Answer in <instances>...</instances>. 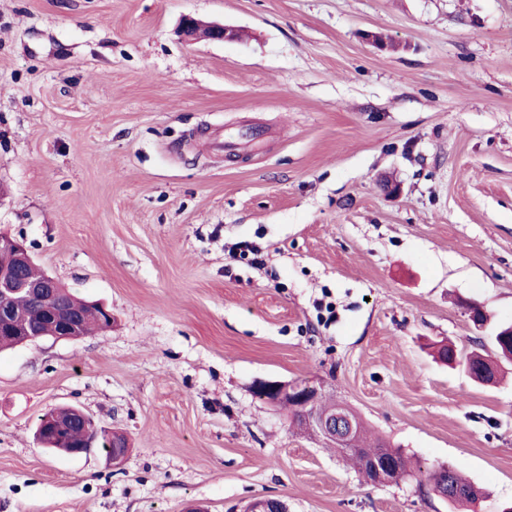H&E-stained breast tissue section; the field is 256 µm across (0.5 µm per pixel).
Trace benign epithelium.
I'll use <instances>...</instances> for the list:
<instances>
[{"instance_id":"1","label":"benign epithelium","mask_w":512,"mask_h":512,"mask_svg":"<svg viewBox=\"0 0 512 512\" xmlns=\"http://www.w3.org/2000/svg\"><path fill=\"white\" fill-rule=\"evenodd\" d=\"M180 35L187 42L199 39L223 41L235 37L236 33L220 23L204 22L186 16L181 23ZM0 245L14 250L22 262H32L28 248L13 238L1 234ZM59 288L57 280L47 273L39 280H32L25 278L18 268H0V327L5 323H12L8 318L9 300L15 294L24 292L38 301L46 302L42 314L54 322L55 339H80L75 309ZM253 393L268 404L286 405L300 413L304 426L321 435L335 448L347 447L350 437L356 430L357 417L344 405L338 406L328 415L317 411L321 398L320 387L309 382L262 380L254 385ZM81 425L86 428L87 434L77 445V455L90 452L99 443L107 445L114 441L112 434L98 426L86 413L82 414ZM249 512H288V509L281 501L261 499L252 503Z\"/></svg>"}]
</instances>
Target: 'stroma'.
<instances>
[{"mask_svg": "<svg viewBox=\"0 0 512 512\" xmlns=\"http://www.w3.org/2000/svg\"><path fill=\"white\" fill-rule=\"evenodd\" d=\"M187 15L241 36L185 43ZM0 232L112 311L0 353V512H458L365 483L261 380L512 503V362L482 385L433 356L487 336L464 301L512 322V0H0ZM62 406L123 462L42 450ZM81 412L80 409L75 407H69V408H63L54 411V413L57 415L58 420H67V419H74L78 417V413ZM57 419H55V415L52 412H48L44 414L41 417L42 423H40V432L38 430V440L41 442H44L43 435H50L56 428V422Z\"/></svg>", "mask_w": 512, "mask_h": 512, "instance_id": "obj_1", "label": "stroma"}]
</instances>
